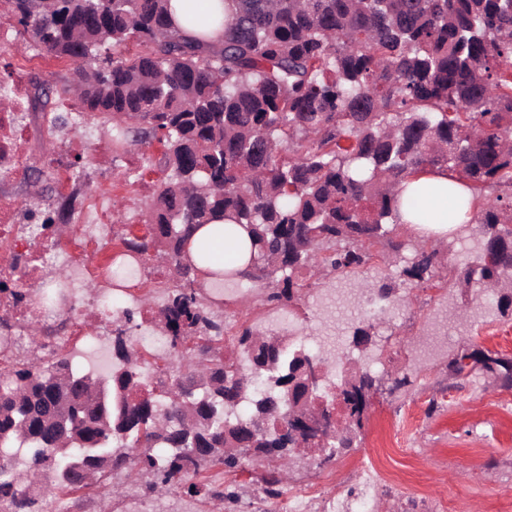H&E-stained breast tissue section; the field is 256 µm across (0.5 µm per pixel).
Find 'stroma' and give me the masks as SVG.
<instances>
[{
  "label": "stroma",
  "instance_id": "1",
  "mask_svg": "<svg viewBox=\"0 0 512 512\" xmlns=\"http://www.w3.org/2000/svg\"><path fill=\"white\" fill-rule=\"evenodd\" d=\"M76 140L68 159L78 179L79 195L111 189L113 198L124 200L127 212L144 209L154 183L166 173L158 160L163 148L152 144L144 155L150 167H142L138 155L113 157L112 133L96 128H56L52 139ZM47 155L43 147L29 154V169L21 187L38 196L44 211L56 207L54 187L46 178ZM142 168L143 179L125 182V168ZM409 227H395L390 236L399 250L386 261L375 260L359 279L374 286L392 288L393 318L375 324L371 342L361 349L353 343L358 320L341 331L344 352L340 364L325 368L328 381L337 369L362 368L374 379L367 399L362 427L350 448L329 462L299 454L283 482L285 494L301 487L319 489L334 501L338 512H351L366 491L369 479H379L372 512H443L450 498L465 497L466 512H496L502 501H512V387H504L496 375L477 371L456 378L448 360L457 351L512 358V314L504 312L500 295L474 285L464 287L463 274L482 263L474 246L482 227L448 239L442 253L446 278L425 283H404L402 271L411 252L405 243ZM464 314L451 336L442 342L432 337L449 311ZM261 461H250L242 470L212 469L203 481L237 491L239 503L231 512H247L256 500L250 475L264 470ZM145 512H213L215 500L204 495L179 493L145 495L139 482L126 481L120 495L95 491L82 500L63 493L47 498L46 512L66 507L68 512H128L132 502Z\"/></svg>",
  "mask_w": 512,
  "mask_h": 512
}]
</instances>
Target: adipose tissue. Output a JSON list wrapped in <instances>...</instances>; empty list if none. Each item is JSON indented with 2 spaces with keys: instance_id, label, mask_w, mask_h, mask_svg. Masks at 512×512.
<instances>
[{
  "instance_id": "ef3b65f1",
  "label": "adipose tissue",
  "mask_w": 512,
  "mask_h": 512,
  "mask_svg": "<svg viewBox=\"0 0 512 512\" xmlns=\"http://www.w3.org/2000/svg\"><path fill=\"white\" fill-rule=\"evenodd\" d=\"M195 2L196 0H171V13L175 27L189 33L198 32L199 36L209 43L215 45L223 43V21L227 17L223 0H209L218 20L199 30L194 29L188 21ZM450 184L451 181L444 172L423 174L404 183L398 195L403 223L409 224L418 235L447 240L448 232L453 228L452 223L444 217L434 222L419 221L410 209L408 199L416 193L422 200L430 203H447ZM188 249L191 257L194 258L204 253L210 254L212 267L221 268L229 265L241 271L250 267L255 254L245 229L236 228L234 235L229 236L221 231L220 224L216 221L198 228L189 240Z\"/></svg>"
}]
</instances>
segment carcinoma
<instances>
[{"label": "carcinoma", "mask_w": 512, "mask_h": 512, "mask_svg": "<svg viewBox=\"0 0 512 512\" xmlns=\"http://www.w3.org/2000/svg\"><path fill=\"white\" fill-rule=\"evenodd\" d=\"M224 43L209 46L173 24L170 0H0L40 50L74 64L71 82L52 93L36 78L31 107L51 95L75 96L71 111L112 127L121 157L157 142L169 175L153 185L144 223L129 235L113 202L112 262L122 283L150 255L167 261V285L134 300L113 320L115 367L100 383L79 375L67 354L45 362L15 356L0 367V512H44L54 491L89 490L63 470L74 462L92 479H146L150 492L198 495L210 468L234 469L243 457L277 463L261 477L263 499L281 496L294 442L279 432L319 411L317 396L290 401L284 385L308 354L242 323L232 336L249 361L224 353L226 316L197 287L187 257L194 230L223 216L245 227L257 249L254 271L267 284L263 302L298 304L311 284L356 275L382 248H401L388 225L401 223L398 187L446 171L471 193L469 223L485 228L480 250L512 265V0H230ZM135 44L130 50L129 44ZM498 191L490 201L485 190ZM63 202L39 231L72 230ZM404 276L424 282L438 272L441 244L421 239ZM485 288L512 290L500 274L480 271ZM8 303L29 291L0 282ZM147 323L168 338L179 368L202 380L184 399L160 377L147 391L149 364L129 332ZM512 361L485 357L483 367ZM344 417L327 457L350 445L374 386L366 372L343 379ZM249 412L240 413L242 403ZM69 413L54 432V409Z\"/></svg>", "instance_id": "carcinoma-1"}]
</instances>
